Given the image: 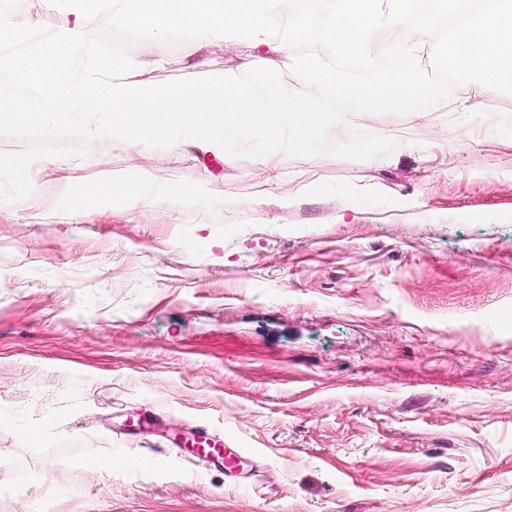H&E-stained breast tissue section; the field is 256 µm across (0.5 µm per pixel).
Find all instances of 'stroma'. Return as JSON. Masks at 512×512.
<instances>
[{
  "label": "stroma",
  "instance_id": "35a3bbf8",
  "mask_svg": "<svg viewBox=\"0 0 512 512\" xmlns=\"http://www.w3.org/2000/svg\"><path fill=\"white\" fill-rule=\"evenodd\" d=\"M156 50L157 83L252 52ZM479 110L353 118L397 148L270 184L191 145L42 158L0 202V512H512V95ZM199 428L254 477L171 447ZM86 195L89 199H131L135 196V188L125 174L112 173L106 179L89 183L86 186Z\"/></svg>",
  "mask_w": 512,
  "mask_h": 512
}]
</instances>
